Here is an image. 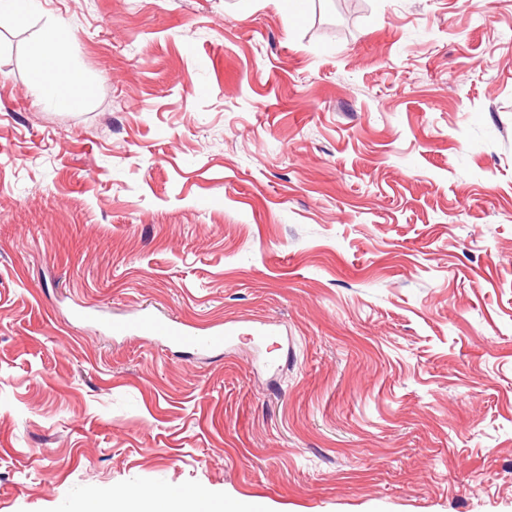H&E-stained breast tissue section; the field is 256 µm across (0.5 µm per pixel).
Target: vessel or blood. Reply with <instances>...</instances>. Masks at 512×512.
<instances>
[{"label": "vessel or blood", "instance_id": "vessel-or-blood-1", "mask_svg": "<svg viewBox=\"0 0 512 512\" xmlns=\"http://www.w3.org/2000/svg\"><path fill=\"white\" fill-rule=\"evenodd\" d=\"M133 328L147 339L162 340L174 347L193 350H218L223 348L228 339L226 332L220 328L208 334H201L185 323L162 321L150 315L143 316ZM133 328L124 323H117L113 325L112 331L121 335Z\"/></svg>", "mask_w": 512, "mask_h": 512}]
</instances>
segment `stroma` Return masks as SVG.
<instances>
[{
    "label": "stroma",
    "instance_id": "stroma-1",
    "mask_svg": "<svg viewBox=\"0 0 512 512\" xmlns=\"http://www.w3.org/2000/svg\"><path fill=\"white\" fill-rule=\"evenodd\" d=\"M144 312L239 339L107 329ZM173 488L512 512V0L0 14V512ZM63 38L64 35L58 33L39 45L31 81L42 97L53 98L60 106L74 109L90 95L92 88L85 83L79 72L69 68L60 54L59 45Z\"/></svg>",
    "mask_w": 512,
    "mask_h": 512
}]
</instances>
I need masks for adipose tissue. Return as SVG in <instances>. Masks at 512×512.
<instances>
[{"instance_id":"obj_1","label":"adipose tissue","mask_w":512,"mask_h":512,"mask_svg":"<svg viewBox=\"0 0 512 512\" xmlns=\"http://www.w3.org/2000/svg\"><path fill=\"white\" fill-rule=\"evenodd\" d=\"M60 43V38L55 37L39 45L32 83L40 95L53 98L62 107L74 109L90 95L91 88L79 72L69 68L59 52ZM114 512H211V508L200 494L161 498L140 490L115 502Z\"/></svg>"}]
</instances>
